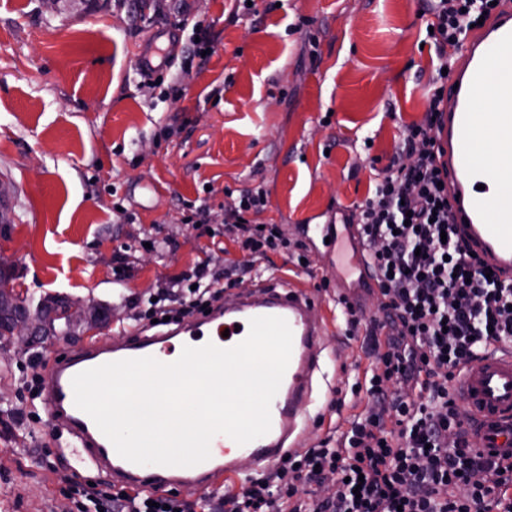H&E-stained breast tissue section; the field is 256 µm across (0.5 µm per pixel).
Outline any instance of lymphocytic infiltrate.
I'll use <instances>...</instances> for the list:
<instances>
[{
    "label": "lymphocytic infiltrate",
    "instance_id": "lymphocytic-infiltrate-1",
    "mask_svg": "<svg viewBox=\"0 0 512 512\" xmlns=\"http://www.w3.org/2000/svg\"><path fill=\"white\" fill-rule=\"evenodd\" d=\"M493 0H426L438 73L429 81L421 123L405 126L398 151L378 171L353 216L376 278L380 316L365 317L346 297L338 305L348 336H364L371 363L357 387L361 411L339 436L286 455L244 494L213 498L209 512H512V462L473 451L455 381L493 348H512V283L487 279L483 260L457 234L435 153V129L448 90L444 68ZM266 208L261 190L241 191L225 212L224 236L251 269L287 247L277 225H253ZM224 292L208 261L169 281L156 300H131L138 324L203 313ZM331 478L328 496L307 485ZM78 512H189L178 493L147 495L74 482Z\"/></svg>",
    "mask_w": 512,
    "mask_h": 512
}]
</instances>
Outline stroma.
Here are the masks:
<instances>
[{"mask_svg":"<svg viewBox=\"0 0 512 512\" xmlns=\"http://www.w3.org/2000/svg\"><path fill=\"white\" fill-rule=\"evenodd\" d=\"M423 5L256 0L238 21L233 0H96L57 14L40 0H0V179L14 186L0 269L32 301L77 297L108 315L100 331L0 362V512H76L64 468L38 462L56 445L46 406L22 387L30 357L132 327L129 298L148 299L223 240L224 210L243 190L264 191L262 222L291 243L268 261L320 303L324 371L350 389L369 358L344 334L336 248L313 227L363 202L403 126L424 117ZM197 23L213 46L204 61ZM146 54L150 90L138 70ZM199 199L208 221L187 223ZM152 230L170 240L165 254L143 246ZM17 408L36 423L4 428Z\"/></svg>","mask_w":512,"mask_h":512,"instance_id":"obj_1","label":"stroma"}]
</instances>
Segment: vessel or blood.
<instances>
[{
  "instance_id": "b4317fda",
  "label": "vessel or blood",
  "mask_w": 512,
  "mask_h": 512,
  "mask_svg": "<svg viewBox=\"0 0 512 512\" xmlns=\"http://www.w3.org/2000/svg\"><path fill=\"white\" fill-rule=\"evenodd\" d=\"M452 56L437 160L448 171V200L458 233L500 281L512 282V140L506 137L512 131V0H502ZM484 102L491 104V111H480ZM485 176L492 179L493 192L480 190ZM329 237L343 252L337 279H368L356 225H335ZM260 316L285 319L293 346L271 404V428L256 440L240 445L219 434L210 442L209 459L198 465H136L119 456L91 417L74 403L72 379L86 369L147 356L167 363L176 344L195 347L206 336L214 337L216 346L230 348L247 337L250 320ZM325 327L318 304L304 290L269 281L246 295H225L196 320L152 334H116L47 359L43 397L68 475H105L145 494L175 489L199 495L226 479L248 481L263 474L303 445L319 384L327 378L322 371ZM455 387L469 416L470 441L480 451L512 457V349L483 353L465 366ZM244 457L252 463L247 472L239 466Z\"/></svg>"
}]
</instances>
